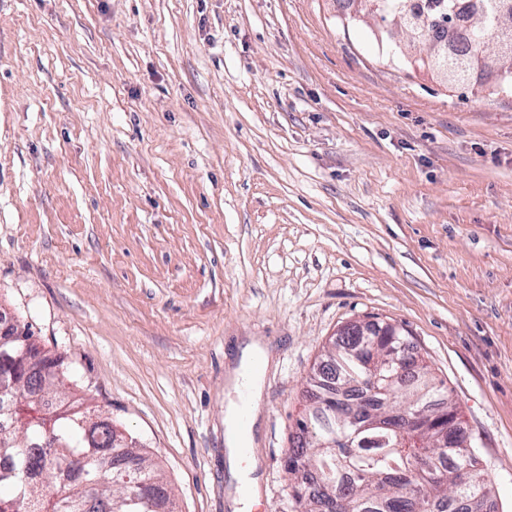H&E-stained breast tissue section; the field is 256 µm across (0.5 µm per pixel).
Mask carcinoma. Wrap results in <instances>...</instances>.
<instances>
[{
	"mask_svg": "<svg viewBox=\"0 0 512 512\" xmlns=\"http://www.w3.org/2000/svg\"><path fill=\"white\" fill-rule=\"evenodd\" d=\"M481 28L467 32L455 25L467 0H370L371 12L387 24L405 16L428 17L432 24L424 41L441 50L438 58L417 60L441 75L453 74L449 85L470 87L477 71L486 67L484 48L498 32L500 0H482ZM410 337L345 336L334 343L329 356L335 382L357 386V394L340 398L325 377L311 382L319 392L297 422L301 441L312 433L308 446L292 447L288 472L305 471L309 481L290 483L295 512H330L321 486L334 488L353 504V512H475L492 503V488L480 468L474 448L455 442L438 448L427 431H420L426 446L419 454L386 424L389 409L404 405L409 417L425 420L455 419L456 409L419 362L399 382L370 393L378 363L414 351ZM67 363H54L46 387L29 391L27 402L0 433V457L10 465L0 469V512H173L171 492L149 457L135 448L115 445L112 423L85 431L77 420L89 412L91 398L64 382ZM66 406L46 419L40 405ZM356 410L349 420L347 410ZM336 434V447L320 448L327 431ZM147 483L158 496L155 507L134 498L135 485Z\"/></svg>",
	"mask_w": 512,
	"mask_h": 512,
	"instance_id": "cac0c4a2",
	"label": "carcinoma"
}]
</instances>
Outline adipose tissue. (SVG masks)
Returning <instances> with one entry per match:
<instances>
[{
    "label": "adipose tissue",
    "mask_w": 512,
    "mask_h": 512,
    "mask_svg": "<svg viewBox=\"0 0 512 512\" xmlns=\"http://www.w3.org/2000/svg\"><path fill=\"white\" fill-rule=\"evenodd\" d=\"M245 358L230 373V382L236 391L244 392L243 404H229L227 410L226 443L229 449L231 472L237 481L235 493L238 500L255 498L259 495V479L255 474L254 462L244 461L239 453L242 446L250 444V435L237 428L240 411H247L250 418H257L261 412L263 393L262 368L267 365L270 353L257 339H250L245 347Z\"/></svg>",
    "instance_id": "ef3b65f1"
}]
</instances>
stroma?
I'll list each match as a JSON object with an SVG mask.
<instances>
[{"instance_id":"obj_1","label":"stroma","mask_w":512,"mask_h":512,"mask_svg":"<svg viewBox=\"0 0 512 512\" xmlns=\"http://www.w3.org/2000/svg\"><path fill=\"white\" fill-rule=\"evenodd\" d=\"M346 0H0V315L137 438L178 512H233L224 412L286 459L344 325L404 327L512 512V93L408 63ZM246 357L237 368L230 373V382L233 388L245 392L244 408L250 416V423L255 424L261 412L263 393V371L268 363L270 353L257 339H250L245 347ZM259 362V369L255 363Z\"/></svg>"}]
</instances>
